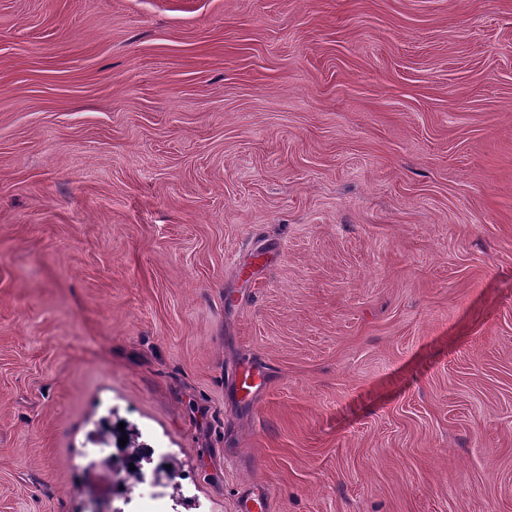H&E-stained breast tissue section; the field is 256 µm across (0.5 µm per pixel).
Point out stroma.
Returning <instances> with one entry per match:
<instances>
[{"label": "stroma", "instance_id": "1", "mask_svg": "<svg viewBox=\"0 0 512 512\" xmlns=\"http://www.w3.org/2000/svg\"><path fill=\"white\" fill-rule=\"evenodd\" d=\"M103 423L187 510L512 512V0H0V512H124ZM231 383L235 387L244 393L245 397H251L265 385V375L260 371L256 370L252 366L243 365L235 369V371L228 375Z\"/></svg>", "mask_w": 512, "mask_h": 512}]
</instances>
